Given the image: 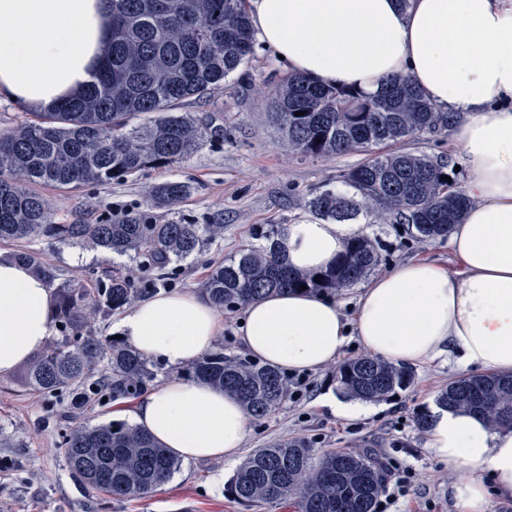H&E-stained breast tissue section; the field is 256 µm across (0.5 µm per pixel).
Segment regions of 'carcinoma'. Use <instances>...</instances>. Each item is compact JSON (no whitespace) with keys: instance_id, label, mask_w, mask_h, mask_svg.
<instances>
[{"instance_id":"obj_1","label":"carcinoma","mask_w":512,"mask_h":512,"mask_svg":"<svg viewBox=\"0 0 512 512\" xmlns=\"http://www.w3.org/2000/svg\"><path fill=\"white\" fill-rule=\"evenodd\" d=\"M112 51L79 94L34 119L0 131V241L41 237L52 244L87 245L108 255L138 254L163 270L173 261L224 238V225L164 224L111 216L94 224H55L49 199L27 188L43 183L70 189L101 186L147 169L187 160L209 128L177 109L190 99L224 87L254 53L245 0H109ZM268 109L288 150L304 157L364 153L368 158L339 175L341 188L316 195L309 207L325 219L345 222L360 212L377 224H409L423 242L448 238L470 199L447 181V165L411 152L377 153L374 148L441 126L436 111L408 76L394 77L375 98L290 75L270 94ZM301 115H296V112ZM137 114L148 115L140 125ZM190 194L182 182L149 191L153 207H171ZM366 236L345 245L336 264L319 272L291 269L272 247L248 246L212 267L202 292L217 309H234L271 292L298 290L335 294L377 265ZM320 282H315V277ZM135 274L114 268L98 288L72 282L58 292L57 318L68 334L50 345L28 368L29 386L45 395L80 389L105 360L114 394L135 395L154 379L148 359L122 340L102 342L87 332L98 315L134 303ZM188 374L234 395L254 419L288 400L292 384L283 373L220 346L190 365ZM413 370L362 355L336 371L337 388L366 402H386L409 389ZM444 409L486 414L512 427V376L493 372L448 383L436 398ZM72 473L85 485L113 497L153 493L178 461L145 431L120 423L75 426L63 438ZM387 467L370 449L324 453L314 459L301 438L278 440L253 450L227 486L248 505L293 500L296 512H375Z\"/></svg>"}]
</instances>
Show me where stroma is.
I'll use <instances>...</instances> for the list:
<instances>
[{"label": "stroma", "mask_w": 512, "mask_h": 512, "mask_svg": "<svg viewBox=\"0 0 512 512\" xmlns=\"http://www.w3.org/2000/svg\"><path fill=\"white\" fill-rule=\"evenodd\" d=\"M289 72L263 45L223 88L186 102L183 110L212 134L185 162L170 168L148 169L109 186L86 184L75 189L48 185L38 191L51 200L53 220L69 224L95 222L115 213L153 222L171 220L192 224L220 223L223 240L208 244L201 255L168 265L167 278L156 271L141 274L152 284L153 294L199 291L211 264L236 255L257 243L262 233L283 224L313 220L311 198L336 186L337 175L363 162L358 153L304 158L289 152L282 134L267 116V98ZM449 128L425 131L396 150L412 151L447 160L455 167L458 185L467 182L466 171L449 155ZM169 181L188 184L190 195L175 209L148 205L147 188ZM366 225L379 255L378 271L412 259L444 266L455 260L447 242H419L408 225ZM0 252H27L50 271V288L82 279L96 287L105 262L102 253L79 246L53 245L43 239L0 243ZM335 367L292 374L293 394L271 415L254 421L243 453L284 438L306 440L315 453L374 450L387 464L389 479L409 477L406 494L380 498L376 512H458L448 495V472L425 449V434L416 424L417 411L430 408L433 398L464 370L443 361L416 369L415 382L397 399L372 404L369 415L347 420L322 405L323 396L335 392ZM72 395L46 396L24 387L19 372L0 377V512H294L290 501L263 506L236 502L226 487L239 467L235 461L180 462L163 489L144 498L110 497L85 487L70 471L62 434L83 424L131 423L136 397L94 399L79 413L69 410Z\"/></svg>", "instance_id": "35a3bbf8"}]
</instances>
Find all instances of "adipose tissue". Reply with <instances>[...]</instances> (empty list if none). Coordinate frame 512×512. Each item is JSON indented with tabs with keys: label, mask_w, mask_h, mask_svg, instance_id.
<instances>
[{
	"label": "adipose tissue",
	"mask_w": 512,
	"mask_h": 512,
	"mask_svg": "<svg viewBox=\"0 0 512 512\" xmlns=\"http://www.w3.org/2000/svg\"><path fill=\"white\" fill-rule=\"evenodd\" d=\"M265 47L290 72L367 96L409 76L456 116L455 153L471 204L448 246L457 263L409 261L364 285L352 315L318 293L284 292L247 304L236 335L247 356L288 373L335 364L350 342L386 362L424 367L441 357L512 374V0H248ZM107 0H0V94L32 109L86 84L108 50ZM358 224L280 228L293 268L331 264ZM55 297L33 270L0 255V376L31 359L55 330ZM117 329L173 367L209 353L224 317L201 295L135 303ZM185 461L238 454L252 424L232 395L174 377L146 389L132 414ZM425 447L450 476L460 512L512 502V429L460 410L434 409Z\"/></svg>",
	"instance_id": "adipose-tissue-1"
}]
</instances>
